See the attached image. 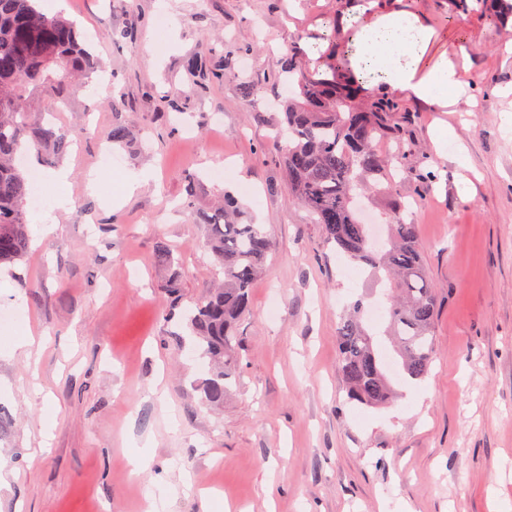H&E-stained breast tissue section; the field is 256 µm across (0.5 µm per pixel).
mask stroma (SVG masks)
<instances>
[{
	"label": "stroma",
	"mask_w": 512,
	"mask_h": 512,
	"mask_svg": "<svg viewBox=\"0 0 512 512\" xmlns=\"http://www.w3.org/2000/svg\"><path fill=\"white\" fill-rule=\"evenodd\" d=\"M166 3L39 2L76 21L105 69L57 114L74 144L56 165L70 174L33 214L24 259L0 267L14 314L0 326V512H149L159 495L166 512H512V38L480 10L449 22L448 0ZM391 13L429 28L422 68L448 57L465 91L447 107L397 94L414 116L407 172L364 206L382 224L414 203L435 355L394 404L367 408L347 400L336 333L347 304L383 290L288 187L276 73L324 19L342 35ZM116 123L135 142L107 158ZM141 173L122 189L119 175ZM195 176L197 210L231 195L273 243L218 409L201 399L208 366L184 319L215 282L204 229L180 209ZM161 242L173 266L157 262ZM175 270L177 303L164 289ZM25 333L40 353L5 347Z\"/></svg>",
	"instance_id": "1"
}]
</instances>
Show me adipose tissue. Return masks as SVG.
I'll list each match as a JSON object with an SVG mask.
<instances>
[{"instance_id": "1", "label": "adipose tissue", "mask_w": 512, "mask_h": 512, "mask_svg": "<svg viewBox=\"0 0 512 512\" xmlns=\"http://www.w3.org/2000/svg\"><path fill=\"white\" fill-rule=\"evenodd\" d=\"M427 37V29L409 17L384 16L358 34L356 61L365 71L383 72L385 81L392 88L425 101L448 105V92L458 84L457 73L445 59L428 70H420L416 46L419 40Z\"/></svg>"}]
</instances>
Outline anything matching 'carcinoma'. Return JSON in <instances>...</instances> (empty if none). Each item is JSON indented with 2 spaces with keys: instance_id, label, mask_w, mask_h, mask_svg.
<instances>
[{
  "instance_id": "cac0c4a2",
  "label": "carcinoma",
  "mask_w": 512,
  "mask_h": 512,
  "mask_svg": "<svg viewBox=\"0 0 512 512\" xmlns=\"http://www.w3.org/2000/svg\"><path fill=\"white\" fill-rule=\"evenodd\" d=\"M485 7L501 25L512 19V0H453L451 20L459 22ZM330 46L323 52L320 43ZM316 52L300 66L293 57L281 75L293 93L284 126L288 186L336 254L374 276L386 272L385 323L370 324L364 299L351 302L337 327L339 370L347 400L379 408L398 398L383 352L405 380H420L434 359L435 290L423 265L418 227L401 212L387 219L386 236L372 240L355 207L358 189L367 180L396 183L407 151L389 159L374 144L399 128L398 98L379 83L370 95L352 73L349 49L336 43V22L324 21L313 44ZM97 63L76 25L62 15L42 13L35 0H0V265L21 260L29 249L27 196L30 182L17 157L34 149L42 163L55 162L70 144L71 131L54 123L35 124L31 113L48 100L67 101L73 84L89 79ZM231 198L209 212H194L205 230L208 250L223 281L192 308L187 325L197 338L196 352L211 365L200 382L202 400L220 406L238 374L240 344L236 324L247 312L249 290L261 273L271 243L260 224H241Z\"/></svg>"
}]
</instances>
